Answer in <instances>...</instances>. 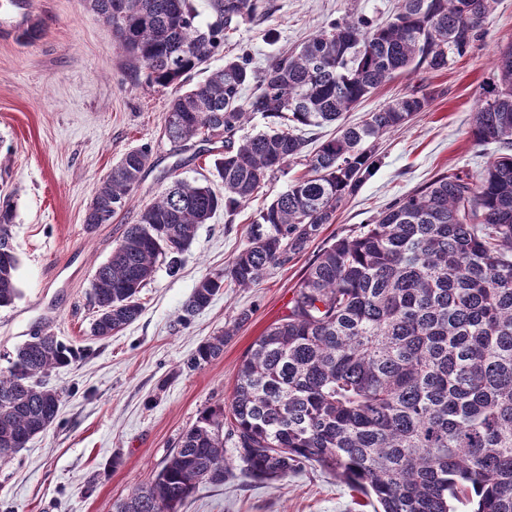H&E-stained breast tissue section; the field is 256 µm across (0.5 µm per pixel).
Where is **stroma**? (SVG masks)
<instances>
[{
  "mask_svg": "<svg viewBox=\"0 0 512 512\" xmlns=\"http://www.w3.org/2000/svg\"><path fill=\"white\" fill-rule=\"evenodd\" d=\"M397 0H264L256 17L227 33L193 81L249 53L262 69L332 19H387ZM486 33L452 68L408 72L387 82L348 115L358 122L397 96L434 90L429 107L383 136L376 168L323 225L304 253L268 268L259 284L228 287L188 325L178 316L200 279L223 272L243 247L257 212L304 173L301 165L270 178L234 216L217 212L199 225L182 267L157 264L140 298L143 311L122 332L99 340L91 281L126 225L137 223L173 177H209L198 146L177 149L164 134L174 88L149 87L132 71L113 31L87 0H0V198L15 207L19 257L15 302L0 308V368L36 333L72 346L77 358L48 379L61 396L53 428L0 464V512H113L148 484L201 412L227 400L254 341L286 311L309 262L326 244L369 222L395 199L439 174H476L495 144L473 141V111L496 83L500 49L512 44V0H495ZM148 144L151 164L133 200L111 223L87 229L84 214L102 179L129 150ZM245 323H237L241 311ZM224 335L223 355L191 371L187 358ZM180 512H373L342 479L314 468L275 484L237 472L200 485Z\"/></svg>",
  "mask_w": 512,
  "mask_h": 512,
  "instance_id": "35a3bbf8",
  "label": "stroma"
}]
</instances>
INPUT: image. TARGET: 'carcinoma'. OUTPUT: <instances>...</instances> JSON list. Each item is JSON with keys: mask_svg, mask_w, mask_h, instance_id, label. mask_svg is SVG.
I'll return each instance as SVG.
<instances>
[{"mask_svg": "<svg viewBox=\"0 0 512 512\" xmlns=\"http://www.w3.org/2000/svg\"><path fill=\"white\" fill-rule=\"evenodd\" d=\"M88 2L147 85L181 90L164 134L180 147L220 144L212 166L224 183L218 194L177 177L126 225L92 280L91 334L102 339L138 319L156 264L176 271L198 225L219 210L233 216L268 178L302 161L306 172L260 211L224 274L201 278L179 321L226 286L250 288L304 252L371 175L375 142L425 111L434 93L407 92L339 125L311 152L298 130L342 120L399 74L451 67L483 35L494 0H398L388 20L345 15L262 70L230 57L188 88L224 32L253 19L261 0H209L206 24L192 0ZM497 69L471 135L509 148L511 45ZM256 114L267 129L238 136ZM150 157L147 146L122 155L85 212L87 228L127 205ZM13 218L10 200L1 201L0 307L19 295ZM223 352L224 335L214 336L185 367ZM75 358L58 337L37 334L0 369V462L55 424L58 394L47 377ZM235 462L263 483L318 467L375 502L374 512H512V153L477 176L438 175L319 251L286 313L244 356L228 401L205 410L117 512H179L200 485L232 476Z\"/></svg>", "mask_w": 512, "mask_h": 512, "instance_id": "carcinoma-1", "label": "carcinoma"}]
</instances>
